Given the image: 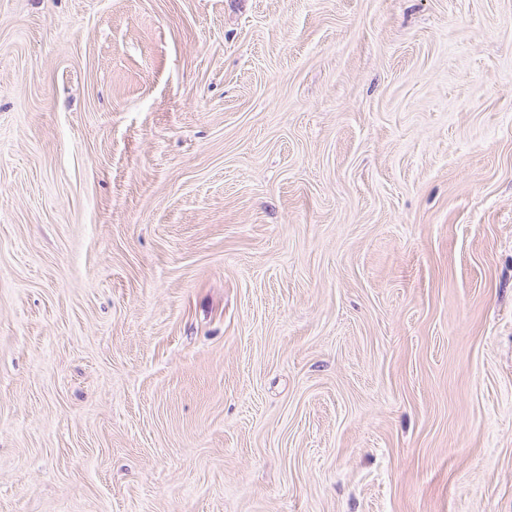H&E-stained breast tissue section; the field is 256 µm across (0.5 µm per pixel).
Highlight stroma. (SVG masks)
I'll use <instances>...</instances> for the list:
<instances>
[{
    "label": "stroma",
    "instance_id": "35a3bbf8",
    "mask_svg": "<svg viewBox=\"0 0 512 512\" xmlns=\"http://www.w3.org/2000/svg\"><path fill=\"white\" fill-rule=\"evenodd\" d=\"M0 512H512V0H0Z\"/></svg>",
    "mask_w": 512,
    "mask_h": 512
}]
</instances>
